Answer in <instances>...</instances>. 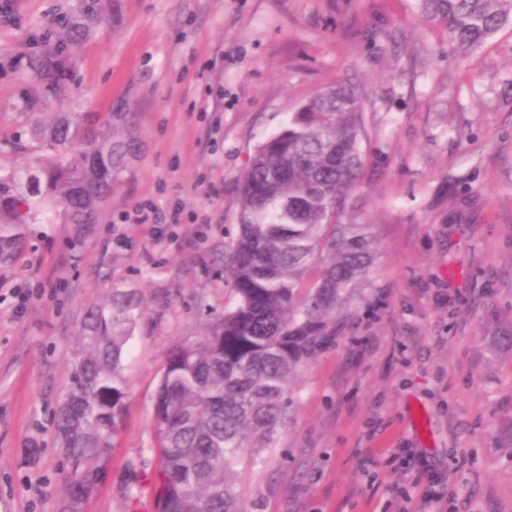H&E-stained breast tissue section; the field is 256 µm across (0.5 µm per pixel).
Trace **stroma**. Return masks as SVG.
<instances>
[{
    "instance_id": "stroma-1",
    "label": "stroma",
    "mask_w": 512,
    "mask_h": 512,
    "mask_svg": "<svg viewBox=\"0 0 512 512\" xmlns=\"http://www.w3.org/2000/svg\"><path fill=\"white\" fill-rule=\"evenodd\" d=\"M72 2L0 0V57ZM72 74L81 97L55 111L127 113L139 148L81 244L56 224L0 261V512H53L64 492L56 398L82 312L114 283L149 304L87 512H155V392L168 347L201 334L198 307L220 313L229 300L237 178L290 112L340 80L366 97L370 140L347 217L371 225L374 267L296 384L274 447L244 466L242 499L248 512H418L405 476L416 458L439 477L444 512H512L500 443L512 351L495 345L512 325V27L463 60L418 0H116ZM22 92L1 70L0 138L23 124ZM151 210L179 211L171 236L143 224Z\"/></svg>"
}]
</instances>
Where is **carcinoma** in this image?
<instances>
[{"label": "carcinoma", "instance_id": "cac0c4a2", "mask_svg": "<svg viewBox=\"0 0 512 512\" xmlns=\"http://www.w3.org/2000/svg\"><path fill=\"white\" fill-rule=\"evenodd\" d=\"M114 0H75L50 38L12 69L29 143L0 139V155L35 153L30 168L0 161V260L32 224H69L74 238L105 220L112 177L137 151L124 112H53L78 94L75 50L112 21ZM465 57L512 26V0H420ZM365 99L336 83L261 143L239 178V224L224 249L232 302L207 314L203 333L168 351L155 394L156 512H244L238 466L273 447L294 384L338 333L374 262L368 224L340 219L363 176ZM147 309L141 290L113 285L77 327L70 384L53 426L68 461L66 508L110 458L126 408L128 342Z\"/></svg>", "mask_w": 512, "mask_h": 512}]
</instances>
